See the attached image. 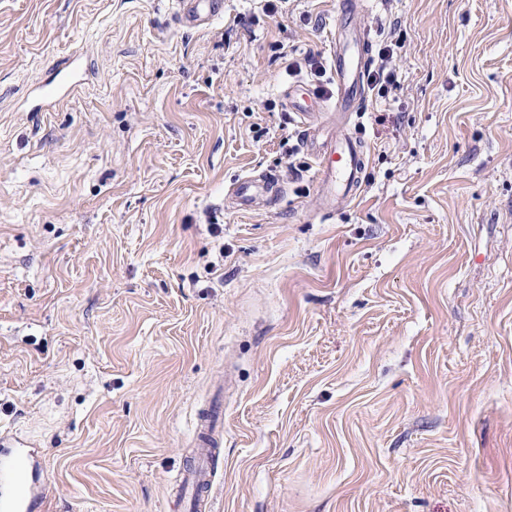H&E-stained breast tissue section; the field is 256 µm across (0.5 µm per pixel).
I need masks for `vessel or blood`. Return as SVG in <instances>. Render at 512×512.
I'll list each match as a JSON object with an SVG mask.
<instances>
[{
  "label": "vessel or blood",
  "instance_id": "1",
  "mask_svg": "<svg viewBox=\"0 0 512 512\" xmlns=\"http://www.w3.org/2000/svg\"><path fill=\"white\" fill-rule=\"evenodd\" d=\"M173 14L179 25L199 29L224 14V0H173ZM360 7L359 0H343L336 23L333 51V105H326L303 86H291L284 92L287 111L300 118L305 145L316 159L318 185L317 208L329 213L336 198L355 199L362 190L367 164L364 143L349 132L324 133L320 122L327 110L359 112L363 109L366 73L369 66V39L366 31L351 21ZM272 177L247 178L233 190L234 204L242 211H253L261 200L274 192ZM222 425V406L210 404L198 419V451L191 464L179 476L182 497L192 512H212V489L216 463L211 453L215 435ZM46 470L24 442L0 435V512H48L44 493Z\"/></svg>",
  "mask_w": 512,
  "mask_h": 512
}]
</instances>
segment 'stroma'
I'll list each match as a JSON object with an SVG mask.
<instances>
[{"label": "stroma", "instance_id": "35a3bbf8", "mask_svg": "<svg viewBox=\"0 0 512 512\" xmlns=\"http://www.w3.org/2000/svg\"><path fill=\"white\" fill-rule=\"evenodd\" d=\"M362 5L397 79L325 217L282 94L338 0H0V434L53 512H184L216 397L213 512H512V0ZM173 15L188 29L204 28L224 14L223 0H174ZM275 189V179L270 176L244 179L233 189L235 207L242 211L256 210L260 201Z\"/></svg>", "mask_w": 512, "mask_h": 512}]
</instances>
